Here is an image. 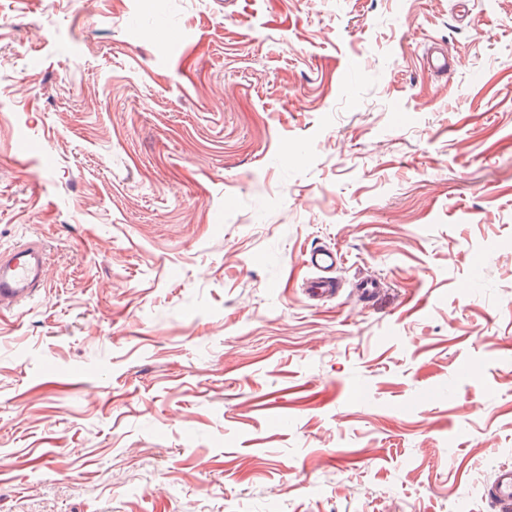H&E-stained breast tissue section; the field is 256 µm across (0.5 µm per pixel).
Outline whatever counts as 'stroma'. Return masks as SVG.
Here are the masks:
<instances>
[{
  "mask_svg": "<svg viewBox=\"0 0 512 512\" xmlns=\"http://www.w3.org/2000/svg\"><path fill=\"white\" fill-rule=\"evenodd\" d=\"M455 2L0 0V250L49 254L0 512H493L512 0ZM340 260L335 251L324 246H316L306 252L303 263L311 270L312 276L303 282L302 288L308 299L322 300L335 297L340 292L341 282L333 275Z\"/></svg>",
  "mask_w": 512,
  "mask_h": 512,
  "instance_id": "1",
  "label": "stroma"
}]
</instances>
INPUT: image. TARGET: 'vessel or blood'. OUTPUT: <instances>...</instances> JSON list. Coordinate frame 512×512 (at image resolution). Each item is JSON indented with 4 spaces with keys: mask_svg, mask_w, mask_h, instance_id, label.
<instances>
[{
    "mask_svg": "<svg viewBox=\"0 0 512 512\" xmlns=\"http://www.w3.org/2000/svg\"><path fill=\"white\" fill-rule=\"evenodd\" d=\"M338 254L316 246L303 262L311 275L303 284L308 299L322 300L337 295L341 282L335 275ZM47 254L35 243L0 250V312L13 311L36 296L46 277ZM483 496L498 512H512V467L499 466L483 486Z\"/></svg>",
    "mask_w": 512,
    "mask_h": 512,
    "instance_id": "obj_1",
    "label": "vessel or blood"
}]
</instances>
